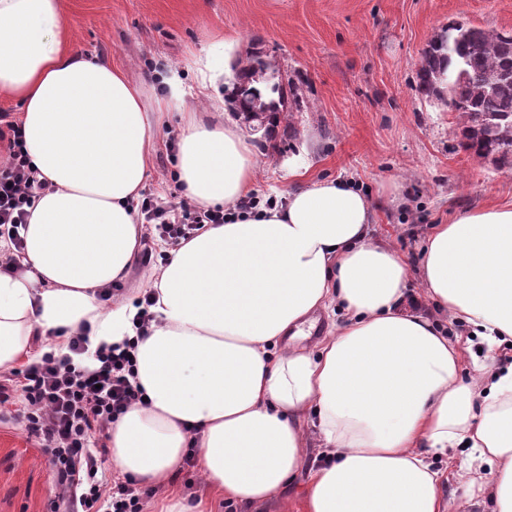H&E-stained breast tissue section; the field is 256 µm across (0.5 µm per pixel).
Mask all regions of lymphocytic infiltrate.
<instances>
[{
  "instance_id": "lymphocytic-infiltrate-1",
  "label": "lymphocytic infiltrate",
  "mask_w": 512,
  "mask_h": 512,
  "mask_svg": "<svg viewBox=\"0 0 512 512\" xmlns=\"http://www.w3.org/2000/svg\"><path fill=\"white\" fill-rule=\"evenodd\" d=\"M0 237L20 244L19 229L38 181L21 144L18 126L9 113H0ZM140 213L150 236L176 244L195 236L209 224L224 221L220 208L204 209L188 199L160 202L143 199ZM86 337L67 341L68 355L44 353L37 361L0 373V408L14 406L13 417L47 457L68 512H142L152 487L131 479H102L99 457L110 439L112 425L140 402L132 382L133 344L101 352L100 366L78 370L73 354L83 350Z\"/></svg>"
}]
</instances>
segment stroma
Returning a JSON list of instances; mask_svg holds the SVG:
<instances>
[{"label": "stroma", "mask_w": 512, "mask_h": 512, "mask_svg": "<svg viewBox=\"0 0 512 512\" xmlns=\"http://www.w3.org/2000/svg\"><path fill=\"white\" fill-rule=\"evenodd\" d=\"M64 22L77 51L108 61L136 81L164 66L183 70L188 95L170 103L168 136L152 159L145 196L172 199L177 132L186 109L208 112L215 89L199 90L194 60L227 45L230 60L254 51L276 61L284 81L299 83V100H286L292 124L240 129L256 150L254 194L267 199L312 178L354 181L370 199L373 236L387 242L409 268L407 290L420 314L462 344V379L474 372L479 338L442 315L418 276L422 246L436 225L457 213L512 204V168L465 151L447 100L420 93L416 69L429 40L448 23L512 31V0H63ZM271 503L226 507L211 497L199 468H178L174 488L209 499L212 512H307L309 468ZM440 465L442 492L470 512L464 494L466 449ZM52 471L21 425L0 422V512H50L56 500Z\"/></svg>", "instance_id": "stroma-1"}]
</instances>
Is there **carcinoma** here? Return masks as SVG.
Masks as SVG:
<instances>
[{
  "label": "carcinoma",
  "mask_w": 512,
  "mask_h": 512,
  "mask_svg": "<svg viewBox=\"0 0 512 512\" xmlns=\"http://www.w3.org/2000/svg\"><path fill=\"white\" fill-rule=\"evenodd\" d=\"M233 71L230 100L246 123L292 121L274 61L255 53ZM417 79L423 93L448 100L465 149L512 167V31L448 24L425 49Z\"/></svg>",
  "instance_id": "1"
}]
</instances>
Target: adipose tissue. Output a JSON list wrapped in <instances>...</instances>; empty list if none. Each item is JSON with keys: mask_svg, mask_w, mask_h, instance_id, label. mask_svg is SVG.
<instances>
[{"mask_svg": "<svg viewBox=\"0 0 512 512\" xmlns=\"http://www.w3.org/2000/svg\"><path fill=\"white\" fill-rule=\"evenodd\" d=\"M62 0H0V95L20 106L23 149L45 190L4 245L0 371L36 336L87 333L94 350L135 341L144 402L112 426V467L169 485L186 448L208 486L249 506L295 479L301 450L319 459L308 512H450L433 457L469 447L479 465L470 506L512 512V363L460 378L456 343L406 307L409 270L371 232L373 208L352 181L302 182L244 212L255 179L252 145L220 112H187L176 176L224 221L164 250L147 286L149 332L133 298L103 307L125 281L145 226L136 203L150 178L163 109L184 94L177 70L154 94L119 69L68 49ZM427 296L488 347L512 340V205L474 209L435 227L419 270ZM332 331L296 344L316 313Z\"/></svg>", "mask_w": 512, "mask_h": 512, "instance_id": "obj_1", "label": "adipose tissue"}]
</instances>
